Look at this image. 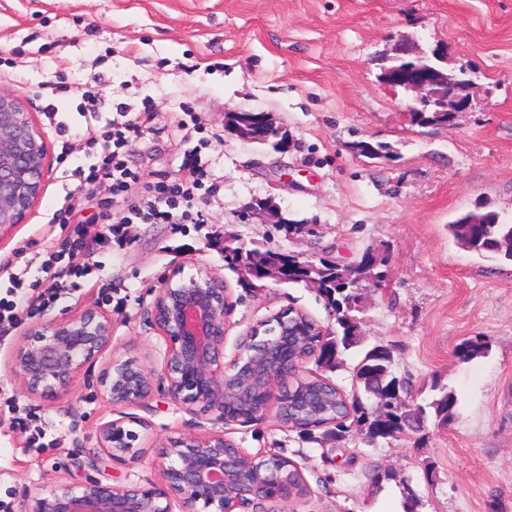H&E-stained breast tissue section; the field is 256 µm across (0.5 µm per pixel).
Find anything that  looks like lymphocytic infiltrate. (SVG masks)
<instances>
[{"instance_id":"lymphocytic-infiltrate-1","label":"lymphocytic infiltrate","mask_w":512,"mask_h":512,"mask_svg":"<svg viewBox=\"0 0 512 512\" xmlns=\"http://www.w3.org/2000/svg\"><path fill=\"white\" fill-rule=\"evenodd\" d=\"M154 104L144 100L138 111L118 104L111 119L100 120L90 113L79 134L85 143L87 164L66 169V176L77 180V187L68 193L60 208L51 217L52 223L71 225L72 231L62 250L45 254L40 262L25 261L13 267L0 266L8 286L0 292V341L6 340L11 328L20 321L33 303L51 306L63 295L79 290L92 274L108 276L109 271L99 261L90 260L91 248L82 230L84 202L99 188H107L112 205L119 217L101 212L108 223L104 242L111 247L127 243L125 227L129 224H197L200 216L193 213V201L198 192L213 194L209 171L200 148L183 156L180 174L170 181L146 180L141 171L129 167L124 159L128 138L139 135L153 120ZM67 262L68 282H59L57 265Z\"/></svg>"}]
</instances>
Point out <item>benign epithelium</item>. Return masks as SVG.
<instances>
[{"label": "benign epithelium", "instance_id": "1", "mask_svg": "<svg viewBox=\"0 0 512 512\" xmlns=\"http://www.w3.org/2000/svg\"><path fill=\"white\" fill-rule=\"evenodd\" d=\"M384 83L416 94L415 102L434 112L468 105L474 82L441 79L434 66L384 69ZM49 146L30 99L0 87V229L23 224L40 203L49 174ZM148 310L151 327L164 341L162 379L179 409L199 407L224 421H250L270 403L287 404L275 383L294 374L317 350L301 340L324 333L315 323L282 319L278 311L251 332L281 320L278 337L248 348L224 363V280L195 259L168 271ZM108 355L97 378L109 403L143 406L154 392L155 373L140 358L118 352L112 319L95 306L64 318L39 320L13 349L10 371L19 388L51 404L66 394L89 364ZM148 424L133 415L102 423L100 448L114 459H136ZM277 454H250L224 440V433H183L157 449L154 463L162 481L114 485L89 477L82 482H48L18 512H284L288 483L272 470Z\"/></svg>", "mask_w": 512, "mask_h": 512}]
</instances>
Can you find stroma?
Returning a JSON list of instances; mask_svg holds the SVG:
<instances>
[{"label": "stroma", "mask_w": 512, "mask_h": 512, "mask_svg": "<svg viewBox=\"0 0 512 512\" xmlns=\"http://www.w3.org/2000/svg\"><path fill=\"white\" fill-rule=\"evenodd\" d=\"M439 50L446 68L466 66L475 85L470 106L447 125L412 123L413 92L393 89L381 69L396 47ZM68 59L62 119L82 126L73 88L98 87L97 111L117 104L156 106L154 127L132 140L130 167L154 180L177 176L195 143L164 127L193 103L206 124L203 156L216 186L197 205L200 224H131L124 249L103 254L112 282L89 281L47 315L60 318L96 305L112 318L120 352L160 369L163 341L146 310L160 279L197 258L224 280V358L233 360L252 328L286 308L323 329L334 321L317 291L269 278L242 288L224 248L263 247L357 263L366 249L387 254L386 279L362 292L363 346L392 347L397 375L419 400L434 385L455 392L448 423L429 420L418 433L372 445L351 430L341 446L323 429L305 434L268 411L249 421L214 424L211 415L171 405L155 391L133 413L149 426L144 454L109 458L96 435L124 408L97 390L101 362L78 374L53 404L24 394L9 355L24 326L0 344V502L17 508L51 481L144 485L161 480L154 448L183 433L223 431L247 453H276L299 469L303 490L287 512H512V263L457 245L448 223L467 212L512 217V0H0V86L34 98ZM234 112L266 113L283 151L241 139L226 127ZM52 164L45 194L28 219L0 231V265L59 250L69 230L47 221L73 181L64 165L86 163L78 137L46 128ZM390 145L386 160L354 155L349 142ZM67 164H59L62 150ZM313 224L314 235H289L277 218ZM481 338L489 350L465 361L458 348ZM24 408L42 432L41 448L12 425ZM399 478L398 497L372 486V467Z\"/></svg>", "instance_id": "1"}]
</instances>
